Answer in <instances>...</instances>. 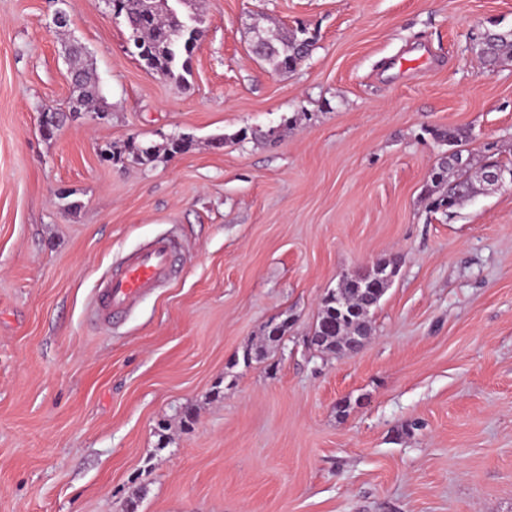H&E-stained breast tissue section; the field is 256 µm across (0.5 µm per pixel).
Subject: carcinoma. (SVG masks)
<instances>
[{
  "label": "carcinoma",
  "mask_w": 512,
  "mask_h": 512,
  "mask_svg": "<svg viewBox=\"0 0 512 512\" xmlns=\"http://www.w3.org/2000/svg\"><path fill=\"white\" fill-rule=\"evenodd\" d=\"M112 10L124 18L130 31L137 32L139 44L136 53L147 67L172 80L180 87H187V75L199 37V32H184L174 37L179 22L165 6V0H110ZM312 42L305 37V31L277 42L260 38L253 46V52L274 62L279 70L296 69L309 56ZM512 55V30L504 32L488 31L479 44V56L493 64L504 55ZM68 55L74 68L72 74L73 99L76 106H84L91 111H102L99 82L93 67L86 60L83 48L75 43L69 45ZM502 162L486 159L478 164L463 157L457 151V158H448L435 166L430 180L435 188L446 187L447 191L431 199L434 209L452 208L476 192V184L483 182V174L490 167H500ZM368 320L363 312L360 293L353 283H348L344 299H336V293L330 292L321 300V307L314 334L325 337L324 350L329 352L344 348L347 336L367 328Z\"/></svg>",
  "instance_id": "carcinoma-1"
}]
</instances>
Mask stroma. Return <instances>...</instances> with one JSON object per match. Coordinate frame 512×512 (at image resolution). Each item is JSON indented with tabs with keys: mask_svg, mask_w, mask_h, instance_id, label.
Listing matches in <instances>:
<instances>
[{
	"mask_svg": "<svg viewBox=\"0 0 512 512\" xmlns=\"http://www.w3.org/2000/svg\"><path fill=\"white\" fill-rule=\"evenodd\" d=\"M200 8L183 90L107 0H0V512H512V186L425 200L445 133L512 161V61L478 54L512 0ZM300 28L295 70L251 51ZM69 38L106 116L47 138ZM161 233L177 277L94 321L100 284ZM379 258L395 276L370 340L321 353L322 296Z\"/></svg>",
	"mask_w": 512,
	"mask_h": 512,
	"instance_id": "1",
	"label": "stroma"
}]
</instances>
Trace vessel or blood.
<instances>
[{
	"instance_id": "b4317fda",
	"label": "vessel or blood",
	"mask_w": 512,
	"mask_h": 512,
	"mask_svg": "<svg viewBox=\"0 0 512 512\" xmlns=\"http://www.w3.org/2000/svg\"><path fill=\"white\" fill-rule=\"evenodd\" d=\"M176 254L175 240L160 236L127 257L100 291V322L111 324L142 295L168 283L174 275Z\"/></svg>"
}]
</instances>
